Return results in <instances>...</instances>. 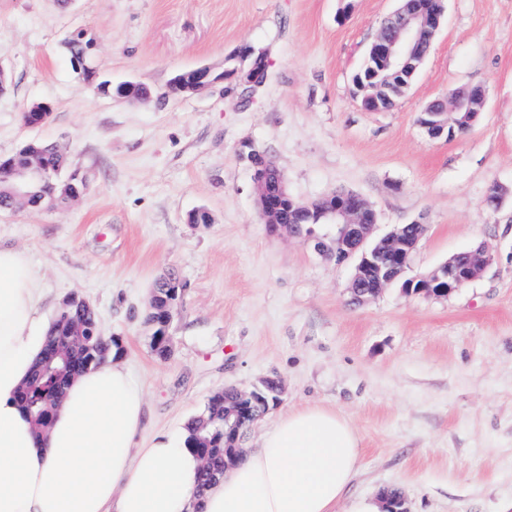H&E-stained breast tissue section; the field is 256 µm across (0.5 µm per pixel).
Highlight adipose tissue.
Returning a JSON list of instances; mask_svg holds the SVG:
<instances>
[{"label":"adipose tissue","instance_id":"adipose-tissue-1","mask_svg":"<svg viewBox=\"0 0 512 512\" xmlns=\"http://www.w3.org/2000/svg\"><path fill=\"white\" fill-rule=\"evenodd\" d=\"M41 299L22 255L0 246V512H380L350 493L359 435L320 406L283 417L196 494L200 461L184 439L138 444L143 392L116 358L71 382L37 437L17 394L51 328Z\"/></svg>","mask_w":512,"mask_h":512}]
</instances>
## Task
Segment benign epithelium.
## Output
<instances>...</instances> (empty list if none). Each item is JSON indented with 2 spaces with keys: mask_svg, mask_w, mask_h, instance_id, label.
<instances>
[{
  "mask_svg": "<svg viewBox=\"0 0 512 512\" xmlns=\"http://www.w3.org/2000/svg\"><path fill=\"white\" fill-rule=\"evenodd\" d=\"M401 6L393 11L388 20L394 29L391 35L374 39L368 48L366 59L370 77L355 79L361 94L363 107L368 111L379 110V91L386 88L384 80L391 70L405 68L414 59L424 40H433L445 15L444 0L432 9L424 2L399 0ZM225 80L224 74L215 75L209 67H198L176 75L169 83L172 88L193 93L206 92L215 84ZM101 92L115 100L149 99L141 84L127 81L112 89L105 86ZM458 93L453 116H448L446 107H427L421 113L420 124L425 129L441 135L447 130H469L478 120L485 105V98L478 104L462 109ZM238 157L247 162L254 172L253 189L265 223L270 231L293 233L294 224L288 222L286 212L298 214L306 219L323 215L328 223L337 227L334 245L315 242L314 248L325 255L338 256L340 260H355L354 274L350 283L353 300L363 303L376 297L384 288L406 274L410 255L427 230L425 224H400L389 232L378 235L376 214L361 195L349 192H333L310 203H301L288 193L284 176L251 142L245 141L238 150ZM16 185L15 198H25L23 187L28 177L50 178L54 171L32 161L25 167H11ZM490 260V254L482 249L455 254L448 260L443 271H434L418 280L407 279L403 288L411 290L413 285L424 287V292L433 296H446L465 286L475 278Z\"/></svg>",
  "mask_w": 512,
  "mask_h": 512,
  "instance_id": "1",
  "label": "benign epithelium"
}]
</instances>
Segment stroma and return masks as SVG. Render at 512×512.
I'll return each mask as SVG.
<instances>
[{"instance_id":"1","label":"stroma","mask_w":512,"mask_h":512,"mask_svg":"<svg viewBox=\"0 0 512 512\" xmlns=\"http://www.w3.org/2000/svg\"><path fill=\"white\" fill-rule=\"evenodd\" d=\"M398 0H0V156L53 143L91 189L63 206L0 212V245L18 249L55 316L76 293L145 397L140 439L179 436L226 388L281 382L280 403L241 439L244 451L290 412L318 405L361 438L353 495L399 490L402 512H512V0H447V13L407 92L366 111L353 77ZM84 30L99 74L148 86L115 101L74 70L64 43ZM249 44L268 62L249 96L216 86L170 96V78ZM478 87L477 124L428 137L420 113ZM49 120L25 126L32 104ZM249 141L310 201L362 195L377 231L428 230L409 262L427 275L455 253L491 260L445 297L400 285L354 303L353 261L311 238L269 232L255 205ZM182 290L167 358L145 322L158 275Z\"/></svg>"}]
</instances>
